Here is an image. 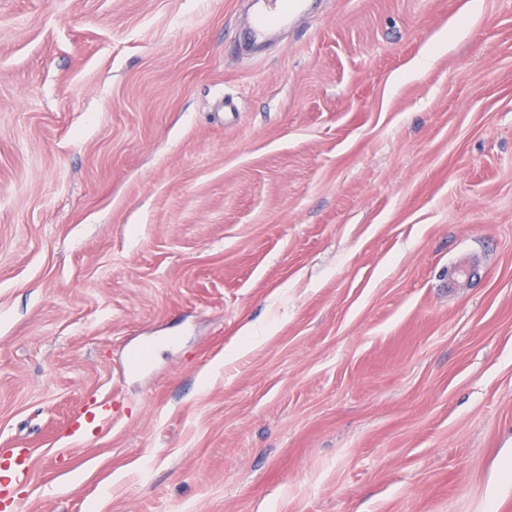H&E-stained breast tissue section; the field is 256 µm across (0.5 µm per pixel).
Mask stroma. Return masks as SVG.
Here are the masks:
<instances>
[{
	"mask_svg": "<svg viewBox=\"0 0 512 512\" xmlns=\"http://www.w3.org/2000/svg\"><path fill=\"white\" fill-rule=\"evenodd\" d=\"M246 14L0 0L13 496L512 512V0ZM308 9V0H256L252 41L264 40L270 32L288 26L295 16L306 13Z\"/></svg>",
	"mask_w": 512,
	"mask_h": 512,
	"instance_id": "35a3bbf8",
	"label": "stroma"
}]
</instances>
